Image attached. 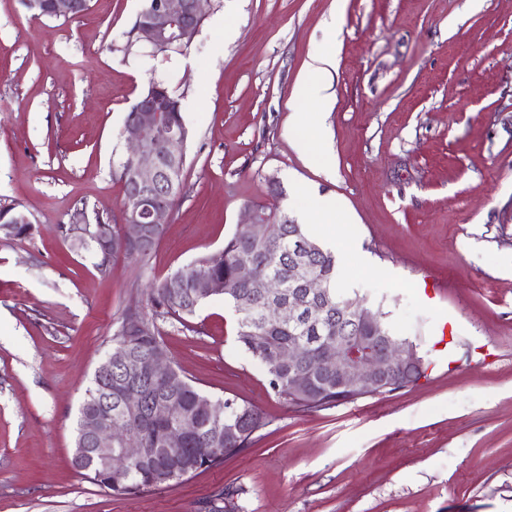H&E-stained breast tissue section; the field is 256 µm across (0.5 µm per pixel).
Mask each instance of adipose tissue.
<instances>
[{
	"label": "adipose tissue",
	"mask_w": 512,
	"mask_h": 512,
	"mask_svg": "<svg viewBox=\"0 0 512 512\" xmlns=\"http://www.w3.org/2000/svg\"><path fill=\"white\" fill-rule=\"evenodd\" d=\"M312 68L321 74V81L313 85L304 81L300 82L293 92L294 100L308 99L314 106L313 111L297 112L293 115L294 126L308 131L307 139L297 141L296 146L299 151L306 154L309 153L311 145H319V158L322 162L327 163L331 160V152L329 147L323 146L321 143V120L323 113H326L333 103L331 76L335 63L332 54L325 52L315 57ZM295 193L306 201L302 209L305 223L315 226L320 239L325 241L328 247H339L344 253L353 248L352 239L348 238L344 243H337L335 235L329 231L330 226L344 221L343 215L339 213L335 205L309 196L307 190L301 186L296 187Z\"/></svg>",
	"instance_id": "adipose-tissue-1"
}]
</instances>
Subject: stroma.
Returning a JSON list of instances; mask_svg holds the SVG:
<instances>
[{
  "label": "stroma",
  "mask_w": 512,
  "mask_h": 512,
  "mask_svg": "<svg viewBox=\"0 0 512 512\" xmlns=\"http://www.w3.org/2000/svg\"><path fill=\"white\" fill-rule=\"evenodd\" d=\"M142 5L36 20L0 0V209L32 222L0 233V512H512V0H208L168 55L128 46ZM326 50L328 171L292 123ZM153 78L189 129L185 193L145 261L104 272L64 228L80 207L118 211L121 132ZM299 183L351 217L354 291L418 344L424 375L294 410L213 298L189 327L163 323V349L212 397L254 405L260 439L135 494L94 484L71 464L74 429L124 308L222 248L252 204L297 216Z\"/></svg>",
  "instance_id": "stroma-1"
}]
</instances>
